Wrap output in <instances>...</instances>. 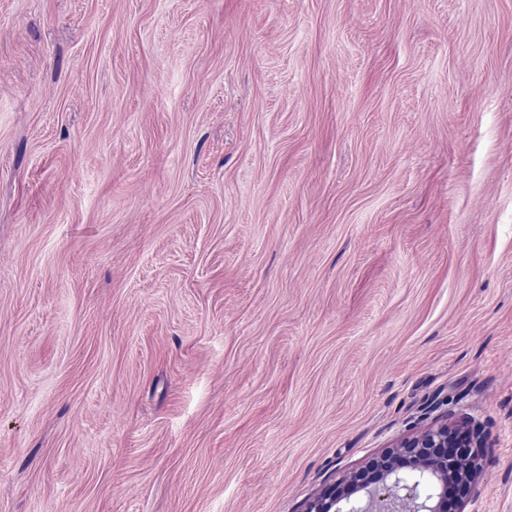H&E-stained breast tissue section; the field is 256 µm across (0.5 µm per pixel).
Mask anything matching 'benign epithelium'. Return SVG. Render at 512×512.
Returning <instances> with one entry per match:
<instances>
[{
    "label": "benign epithelium",
    "instance_id": "7a95c632",
    "mask_svg": "<svg viewBox=\"0 0 512 512\" xmlns=\"http://www.w3.org/2000/svg\"><path fill=\"white\" fill-rule=\"evenodd\" d=\"M489 452L478 425H430L324 485L302 512H447L450 486L462 503L478 497L480 461ZM356 493L362 501H351Z\"/></svg>",
    "mask_w": 512,
    "mask_h": 512
}]
</instances>
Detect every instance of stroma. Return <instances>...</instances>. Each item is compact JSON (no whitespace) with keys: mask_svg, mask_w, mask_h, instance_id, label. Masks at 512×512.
Segmentation results:
<instances>
[{"mask_svg":"<svg viewBox=\"0 0 512 512\" xmlns=\"http://www.w3.org/2000/svg\"><path fill=\"white\" fill-rule=\"evenodd\" d=\"M465 416L512 512V0H0V512H301Z\"/></svg>","mask_w":512,"mask_h":512,"instance_id":"35a3bbf8","label":"stroma"}]
</instances>
